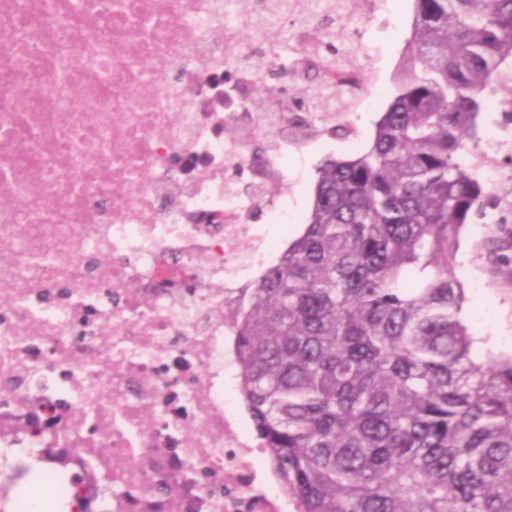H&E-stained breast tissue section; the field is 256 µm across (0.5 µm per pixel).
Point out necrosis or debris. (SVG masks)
Segmentation results:
<instances>
[{
	"label": "necrosis or debris",
	"mask_w": 512,
	"mask_h": 512,
	"mask_svg": "<svg viewBox=\"0 0 512 512\" xmlns=\"http://www.w3.org/2000/svg\"><path fill=\"white\" fill-rule=\"evenodd\" d=\"M297 2L246 46L238 0H0V455L65 458L71 512H284L225 415L228 274L278 259L226 175L284 181L308 139L250 107L257 53L319 54L331 0ZM394 6L356 0L346 111L386 85Z\"/></svg>",
	"instance_id": "1"
}]
</instances>
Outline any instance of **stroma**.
<instances>
[{"instance_id": "stroma-1", "label": "stroma", "mask_w": 512, "mask_h": 512, "mask_svg": "<svg viewBox=\"0 0 512 512\" xmlns=\"http://www.w3.org/2000/svg\"><path fill=\"white\" fill-rule=\"evenodd\" d=\"M393 85H386L374 110L360 113L357 126L358 140L325 138L302 147L303 159L288 169V187H273L271 196L287 193L288 206L309 214L315 184L316 167L326 156L353 158L370 144L374 124L390 103ZM483 126H497L495 140L482 141L469 163L477 171L492 168L496 179L487 185V194L479 209L466 224L458 238L455 263L457 276L465 290L463 318L475 335L484 340V346L494 353H512V112H487L482 116ZM233 403L227 411L229 418L246 424L244 440L254 448V466L257 478L264 488L278 490L268 456L258 448L259 442L249 423L240 389L232 391Z\"/></svg>"}]
</instances>
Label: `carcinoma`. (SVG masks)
Masks as SVG:
<instances>
[{"instance_id":"carcinoma-1","label":"carcinoma","mask_w":512,"mask_h":512,"mask_svg":"<svg viewBox=\"0 0 512 512\" xmlns=\"http://www.w3.org/2000/svg\"><path fill=\"white\" fill-rule=\"evenodd\" d=\"M320 27L299 128L350 83L352 37ZM402 68L371 144L319 164L303 234L239 301L242 395L295 512H512V356L477 351L454 268L486 194L467 155L512 91V0H414Z\"/></svg>"}]
</instances>
